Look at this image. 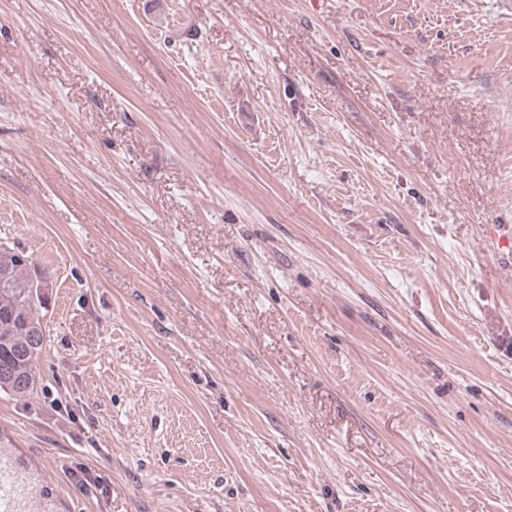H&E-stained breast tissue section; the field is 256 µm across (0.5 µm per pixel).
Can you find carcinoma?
<instances>
[{
    "mask_svg": "<svg viewBox=\"0 0 512 512\" xmlns=\"http://www.w3.org/2000/svg\"><path fill=\"white\" fill-rule=\"evenodd\" d=\"M20 254L0 244V367L33 380L42 348L28 351L26 343L32 329L43 327L40 310L50 282L45 276H33V261L21 259Z\"/></svg>",
    "mask_w": 512,
    "mask_h": 512,
    "instance_id": "1",
    "label": "carcinoma"
}]
</instances>
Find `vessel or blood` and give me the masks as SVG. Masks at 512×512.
I'll list each match as a JSON object with an SVG mask.
<instances>
[{"label":"vessel or blood","instance_id":"b4317fda","mask_svg":"<svg viewBox=\"0 0 512 512\" xmlns=\"http://www.w3.org/2000/svg\"><path fill=\"white\" fill-rule=\"evenodd\" d=\"M61 500L44 496L22 476L21 464L0 454V512H59Z\"/></svg>","mask_w":512,"mask_h":512}]
</instances>
